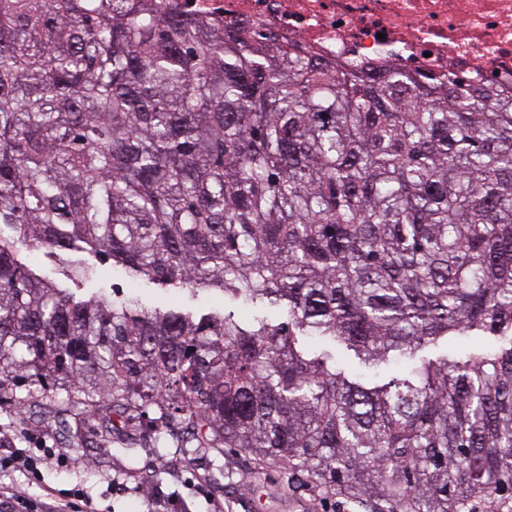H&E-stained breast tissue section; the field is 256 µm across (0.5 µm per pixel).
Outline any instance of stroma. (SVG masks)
I'll return each mask as SVG.
<instances>
[{"label": "stroma", "mask_w": 512, "mask_h": 512, "mask_svg": "<svg viewBox=\"0 0 512 512\" xmlns=\"http://www.w3.org/2000/svg\"><path fill=\"white\" fill-rule=\"evenodd\" d=\"M126 434L88 418L82 428L47 408L20 409L0 399V443L13 448H49L39 479L0 470V485L16 486L34 501L47 490L83 484L98 512H148V494L164 498L168 512H372L308 485L289 491L281 469L264 467L234 449L191 452L177 436L125 448Z\"/></svg>", "instance_id": "stroma-1"}]
</instances>
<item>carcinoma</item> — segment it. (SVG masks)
<instances>
[{
    "mask_svg": "<svg viewBox=\"0 0 512 512\" xmlns=\"http://www.w3.org/2000/svg\"><path fill=\"white\" fill-rule=\"evenodd\" d=\"M84 254L131 288L76 297L56 274L92 281ZM142 281L222 305L149 307ZM318 344L404 370L364 383ZM22 386L21 408L146 418L374 512L512 492V90L339 67L164 0H0V391Z\"/></svg>",
    "mask_w": 512,
    "mask_h": 512,
    "instance_id": "obj_1",
    "label": "carcinoma"
}]
</instances>
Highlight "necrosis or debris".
Here are the masks:
<instances>
[{
  "label": "necrosis or debris",
  "mask_w": 512,
  "mask_h": 512,
  "mask_svg": "<svg viewBox=\"0 0 512 512\" xmlns=\"http://www.w3.org/2000/svg\"><path fill=\"white\" fill-rule=\"evenodd\" d=\"M187 15L274 33L370 72L453 73L512 88V0H177Z\"/></svg>",
  "instance_id": "obj_1"
}]
</instances>
